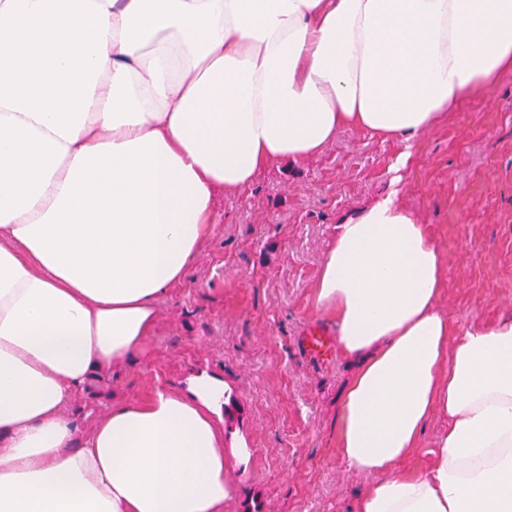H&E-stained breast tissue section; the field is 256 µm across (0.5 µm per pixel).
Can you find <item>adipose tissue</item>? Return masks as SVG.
I'll return each instance as SVG.
<instances>
[{
    "label": "adipose tissue",
    "instance_id": "adipose-tissue-1",
    "mask_svg": "<svg viewBox=\"0 0 512 512\" xmlns=\"http://www.w3.org/2000/svg\"><path fill=\"white\" fill-rule=\"evenodd\" d=\"M512 71V0H0V512H224V381L112 402L221 195L345 127L402 145ZM398 192L344 218L314 299L354 364L356 512H512V319L456 331ZM447 426L401 471L429 420Z\"/></svg>",
    "mask_w": 512,
    "mask_h": 512
}]
</instances>
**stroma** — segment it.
<instances>
[{
    "mask_svg": "<svg viewBox=\"0 0 512 512\" xmlns=\"http://www.w3.org/2000/svg\"><path fill=\"white\" fill-rule=\"evenodd\" d=\"M401 147L357 129L322 154L260 172L224 197L184 280L158 302L146 360L94 383L69 410L78 431L113 399L177 387L200 370L230 389L224 433L245 439L226 512H355L372 478L338 462L337 403L354 367L302 349L332 329L313 291L336 226L391 189ZM404 201L443 256L439 307L458 328L512 318V73L494 94L416 135Z\"/></svg>",
    "mask_w": 512,
    "mask_h": 512,
    "instance_id": "obj_1",
    "label": "stroma"
}]
</instances>
